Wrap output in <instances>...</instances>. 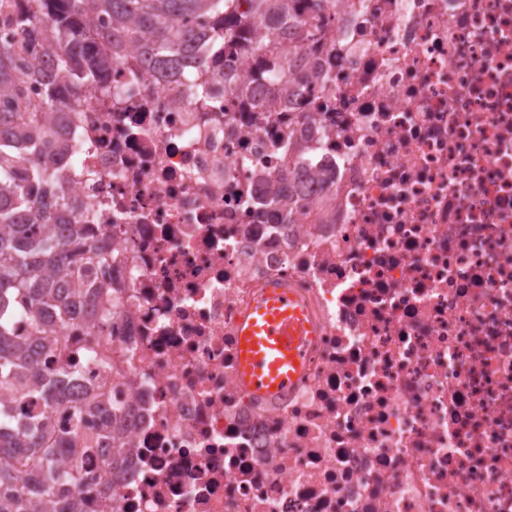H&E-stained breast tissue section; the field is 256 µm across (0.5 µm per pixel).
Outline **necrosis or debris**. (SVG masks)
Here are the masks:
<instances>
[{
  "label": "necrosis or debris",
  "mask_w": 512,
  "mask_h": 512,
  "mask_svg": "<svg viewBox=\"0 0 512 512\" xmlns=\"http://www.w3.org/2000/svg\"><path fill=\"white\" fill-rule=\"evenodd\" d=\"M201 53L165 74L129 54L117 99L61 86L55 233L111 317L45 312L60 402L0 403L67 433L105 393L74 442L97 446L81 512H512V0H336L298 97L239 96L247 58ZM271 285L315 333L264 397L237 336Z\"/></svg>",
  "instance_id": "4bbe7bcc"
}]
</instances>
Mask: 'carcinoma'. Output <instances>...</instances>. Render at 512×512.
Returning a JSON list of instances; mask_svg holds the SVG:
<instances>
[{
    "label": "carcinoma",
    "mask_w": 512,
    "mask_h": 512,
    "mask_svg": "<svg viewBox=\"0 0 512 512\" xmlns=\"http://www.w3.org/2000/svg\"><path fill=\"white\" fill-rule=\"evenodd\" d=\"M333 0H0V16L8 27L0 29V138H24L43 131L49 114L62 102L54 93L55 81L67 78L75 92L94 89L116 96L105 86L102 72L131 48L148 62L176 66L192 59L203 41L224 44L233 50L249 44L253 69L236 90L246 93L249 82L261 78L275 91L290 88L288 60L302 44L316 42L321 32L313 14L330 7ZM42 14L50 27L33 26ZM24 33L20 40L15 31ZM106 42L109 52L96 48ZM274 52L278 66H268L265 56ZM54 70L39 97L27 95V83L44 59ZM27 169L28 177L52 189L64 176L47 162L33 161L0 141V392L28 394L23 374L39 377L40 348L52 334L42 311L69 307V297L82 293L81 285H60L59 252L63 243L54 237L50 216L41 218L40 236L19 242L25 223L13 222L18 210L36 200L15 181V173ZM25 304L36 344L14 339L11 315ZM0 512H48L56 500L69 512H80L70 490L82 479L84 458L94 452L92 441L71 448L66 441L35 423L12 420L0 406ZM22 465L35 475L31 494L19 497L10 491Z\"/></svg>",
    "instance_id": "obj_1"
}]
</instances>
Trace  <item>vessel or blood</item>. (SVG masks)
<instances>
[{
	"mask_svg": "<svg viewBox=\"0 0 512 512\" xmlns=\"http://www.w3.org/2000/svg\"><path fill=\"white\" fill-rule=\"evenodd\" d=\"M311 336L310 324L294 294L284 288L268 289L241 322V383L263 395L286 389L304 365Z\"/></svg>",
	"mask_w": 512,
	"mask_h": 512,
	"instance_id": "b4317fda",
	"label": "vessel or blood"
}]
</instances>
